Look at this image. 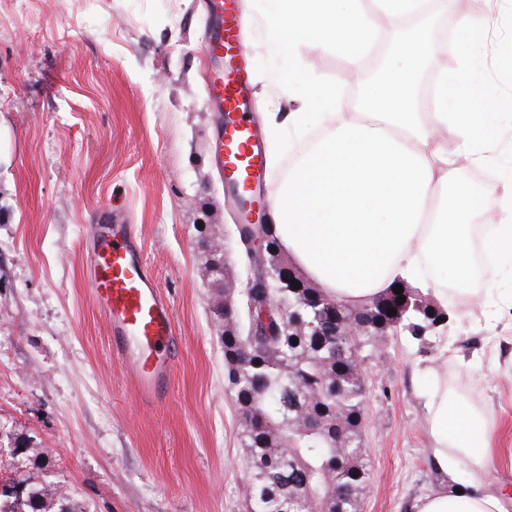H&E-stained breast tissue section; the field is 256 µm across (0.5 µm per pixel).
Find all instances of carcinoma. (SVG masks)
<instances>
[{
    "label": "carcinoma",
    "instance_id": "1",
    "mask_svg": "<svg viewBox=\"0 0 512 512\" xmlns=\"http://www.w3.org/2000/svg\"><path fill=\"white\" fill-rule=\"evenodd\" d=\"M270 285L276 310L293 321L252 336L243 296L238 313L224 321V365L249 453L251 512H314L325 500L340 512H358L368 481L360 440L365 397L361 353L381 340L385 330L366 319L371 304L338 301L339 308L367 328L361 336H334L280 281ZM443 315L444 310L417 293L407 320L413 328L407 334L424 339L420 329ZM48 497L46 490L31 492L35 512H50Z\"/></svg>",
    "mask_w": 512,
    "mask_h": 512
}]
</instances>
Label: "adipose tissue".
Returning a JSON list of instances; mask_svg holds the SVG:
<instances>
[{"mask_svg":"<svg viewBox=\"0 0 512 512\" xmlns=\"http://www.w3.org/2000/svg\"><path fill=\"white\" fill-rule=\"evenodd\" d=\"M268 45L277 54L303 41L344 54L359 67L374 27L358 0H265ZM399 66L369 90L356 112L342 114L334 85L316 84L289 121L318 114L323 136L304 151L273 199L276 234L297 266L348 304H360L406 281L425 285L445 266L466 283L472 262L469 232L484 224V249L512 260V214L494 219L501 183L512 185V164L500 183L472 191L454 181V160L434 137L448 130L478 165L499 137V116L512 99L491 100L472 58L444 72L435 109L415 110L413 68L432 59L429 43L414 38L398 49ZM426 430L435 470L453 475L460 460L478 472L494 470L492 421L450 400L448 388L428 395ZM415 512H505L501 497L478 485L440 488L420 498Z\"/></svg>","mask_w":512,"mask_h":512,"instance_id":"adipose-tissue-1","label":"adipose tissue"}]
</instances>
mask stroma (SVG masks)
Listing matches in <instances>:
<instances>
[{"label":"stroma","instance_id":"obj_1","mask_svg":"<svg viewBox=\"0 0 512 512\" xmlns=\"http://www.w3.org/2000/svg\"><path fill=\"white\" fill-rule=\"evenodd\" d=\"M361 8L385 23L379 57L397 63L401 42L452 33L450 68L466 39L458 21L493 15L479 49L488 83L512 94L499 55L512 42V0H452L411 22L386 24L374 0ZM252 119L263 147L269 205L282 171L316 129L285 123L295 103L280 91L287 57L268 49L262 0H242ZM204 0H0V512H29L27 490L55 489L59 512H251L248 451L239 439L224 367L215 290L199 269L213 235L232 248L236 210L213 161L217 115L207 92ZM322 81L342 85L339 111H355L372 85L367 67L304 43ZM442 147L458 181L480 190L494 164H474L452 135ZM123 212L172 305L180 351L166 403L141 401L114 359L108 326L82 269L85 241L102 209ZM473 308L448 333H403L364 348L362 444L368 487L359 512H414L440 488L424 428L434 383L456 385L460 403L496 423L512 448V266L475 270ZM512 512V462L475 474Z\"/></svg>","mask_w":512,"mask_h":512}]
</instances>
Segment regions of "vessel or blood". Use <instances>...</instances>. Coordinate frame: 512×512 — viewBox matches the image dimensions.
<instances>
[{"instance_id":"obj_1","label":"vessel or blood","mask_w":512,"mask_h":512,"mask_svg":"<svg viewBox=\"0 0 512 512\" xmlns=\"http://www.w3.org/2000/svg\"><path fill=\"white\" fill-rule=\"evenodd\" d=\"M209 7L214 25L205 50L217 63L210 75V93L216 110L230 115L218 126L215 159L230 166L228 183L237 198L248 200L264 178V154L246 114L237 3L210 0ZM85 260L89 285L110 328L114 355L143 400H164L178 343L174 314L142 257L132 226L105 211L91 228Z\"/></svg>"}]
</instances>
